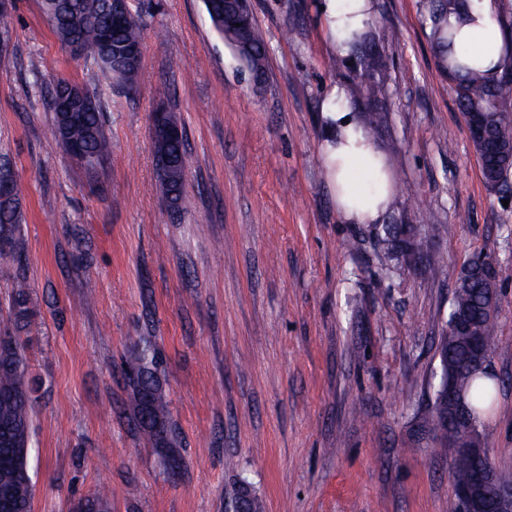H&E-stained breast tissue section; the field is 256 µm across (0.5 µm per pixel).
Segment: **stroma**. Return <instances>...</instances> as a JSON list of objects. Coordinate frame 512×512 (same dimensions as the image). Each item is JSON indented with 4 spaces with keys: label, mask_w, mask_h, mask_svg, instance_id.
Masks as SVG:
<instances>
[{
    "label": "stroma",
    "mask_w": 512,
    "mask_h": 512,
    "mask_svg": "<svg viewBox=\"0 0 512 512\" xmlns=\"http://www.w3.org/2000/svg\"><path fill=\"white\" fill-rule=\"evenodd\" d=\"M319 2L252 0L268 48L258 87L202 0H130L144 50L129 87L65 52L41 0H15L0 165L25 221L20 260H0V321L24 281L32 512L99 494L112 512H233L243 477L265 512H448V451L422 423L457 277L478 255L500 273L491 365L504 381L480 431L512 477V204L485 186L420 0H375L377 25L396 33L375 136L396 185L387 217L446 272L397 264L372 226L341 222L320 112L347 78L330 65ZM59 79L101 105L112 151L96 176L53 134ZM161 101L185 136L179 213L156 190ZM145 337L184 461L176 479L130 403L125 363Z\"/></svg>",
    "instance_id": "35a3bbf8"
}]
</instances>
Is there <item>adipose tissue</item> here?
Listing matches in <instances>:
<instances>
[{
  "label": "adipose tissue",
  "mask_w": 512,
  "mask_h": 512,
  "mask_svg": "<svg viewBox=\"0 0 512 512\" xmlns=\"http://www.w3.org/2000/svg\"><path fill=\"white\" fill-rule=\"evenodd\" d=\"M319 8L335 53L349 57L355 37L375 19L373 0H321ZM497 9L496 0H473L470 17L460 23L457 33L461 50L491 77L512 60V45L497 20ZM321 122V159L341 221L382 223L395 198L394 176L342 87L329 90Z\"/></svg>",
  "instance_id": "1"
}]
</instances>
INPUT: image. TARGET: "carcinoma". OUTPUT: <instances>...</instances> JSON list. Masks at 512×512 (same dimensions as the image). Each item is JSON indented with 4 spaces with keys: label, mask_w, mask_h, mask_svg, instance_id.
<instances>
[{
    "label": "carcinoma",
    "mask_w": 512,
    "mask_h": 512,
    "mask_svg": "<svg viewBox=\"0 0 512 512\" xmlns=\"http://www.w3.org/2000/svg\"><path fill=\"white\" fill-rule=\"evenodd\" d=\"M206 13L224 44L244 68L258 80L265 77L267 45L256 21L244 26L238 23V11L226 0H203ZM468 0H422V26L439 72L452 82L455 102L465 116L483 115L491 120L485 141L472 139L478 154L487 187L493 192L509 189L512 175V120L501 113L512 110V87L502 82L503 75L490 79L462 61V52L455 51L454 34L448 31V16L462 18L468 10ZM42 10L61 45L76 56L93 61L103 72L131 86L137 76L138 62L119 56L127 46L142 43L140 17L129 13L130 21L112 28V0H42ZM395 38L389 28L371 27L358 39V49L352 61L341 57L333 65L349 71L345 86L347 99L355 106L364 99L377 108L386 104L388 96V63L385 43ZM68 142L81 147L89 160L84 166L93 169L109 154L111 143L103 121L100 104L78 113L67 125ZM163 153L169 165L158 174V189L173 210L186 207L184 181L186 149L160 135L154 136V153ZM24 217L16 196L0 197V239L7 242L5 253L16 254L15 234ZM397 228L378 225V240L384 251L399 254L395 244ZM498 271L491 265L468 263L461 270L453 294L449 318L466 316L470 335L483 338L489 351L495 350L493 336L496 315L489 304L496 302ZM32 314L26 286L16 285L11 298L9 319L0 327V334L11 345L0 349V494L9 493L19 501V512H31L33 479L28 463L20 468L4 465V461L27 458L32 425L33 380L18 332L26 326ZM441 374L454 379L465 392L470 414L476 424L491 409L501 379L487 371L472 369L467 339L448 328V335L439 339ZM156 352L151 342L142 340L127 361L126 372L131 382V403L142 430L164 455L167 467L180 468L181 455L173 448L169 427L168 401L154 376ZM443 411L439 396H434L427 420L433 437L443 441L456 438L452 427L441 422ZM73 512H112L110 501L102 496L78 500Z\"/></svg>",
    "instance_id": "obj_1"
}]
</instances>
